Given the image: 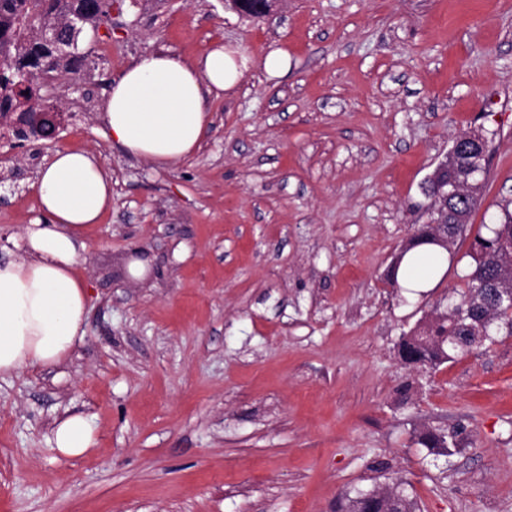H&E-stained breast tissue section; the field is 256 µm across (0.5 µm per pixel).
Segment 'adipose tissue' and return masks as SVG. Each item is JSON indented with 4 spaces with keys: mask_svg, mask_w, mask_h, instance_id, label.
Listing matches in <instances>:
<instances>
[{
    "mask_svg": "<svg viewBox=\"0 0 512 512\" xmlns=\"http://www.w3.org/2000/svg\"><path fill=\"white\" fill-rule=\"evenodd\" d=\"M223 42L187 60L149 53L113 84L103 104L108 136L126 153L159 166L173 165L199 146L208 126V102L234 88L248 68ZM37 196L45 221L25 229L26 256L0 265V378L67 358L85 335L87 293L75 266L86 249L84 230L112 204V176L90 152H56L41 171ZM435 246L405 256L398 282L427 288L443 271ZM57 452L79 456L95 444L81 415L58 422Z\"/></svg>",
    "mask_w": 512,
    "mask_h": 512,
    "instance_id": "1",
    "label": "adipose tissue"
}]
</instances>
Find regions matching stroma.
<instances>
[{"label": "stroma", "mask_w": 512, "mask_h": 512, "mask_svg": "<svg viewBox=\"0 0 512 512\" xmlns=\"http://www.w3.org/2000/svg\"><path fill=\"white\" fill-rule=\"evenodd\" d=\"M113 22L43 85L55 134L0 143V262L25 253L54 152L112 173L76 266L83 340L0 379V512H336L398 479L421 512H512V336L434 368L398 354L465 290L474 229L512 200V0H280L262 19L121 0ZM217 39L251 64L193 155L159 167L105 138L103 102L140 56ZM461 130L488 141L473 229L431 287L390 285ZM75 414L96 443L65 457L52 430ZM452 427L451 455L418 442Z\"/></svg>", "instance_id": "1"}]
</instances>
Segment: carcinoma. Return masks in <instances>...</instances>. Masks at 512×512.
<instances>
[{
	"label": "carcinoma",
	"instance_id": "1",
	"mask_svg": "<svg viewBox=\"0 0 512 512\" xmlns=\"http://www.w3.org/2000/svg\"><path fill=\"white\" fill-rule=\"evenodd\" d=\"M108 0H0V118L14 114L18 124L16 137L27 134L47 136L53 125L40 119L53 108L43 104L39 75L58 70L76 73L87 55L80 52L43 49L37 37L25 36V31H38L58 25L74 10L86 13L87 23H96V15L106 9ZM478 200L468 203L446 198L445 192L435 196L434 206L448 207L458 215L459 223L468 226ZM499 224L488 228V234L475 236L474 264L466 275L467 288L448 303V308L436 311L433 320L402 336L398 354L406 364L439 366L458 354L470 350L477 339L495 341L493 334L505 331L512 336V301L492 287L499 280L512 279V255L496 248L498 241L512 239V203L506 202ZM430 221L417 225L403 253L431 243L437 234H447L451 224ZM457 430L428 432L418 442L438 455L451 453L456 445ZM416 500L400 491L360 492L345 505V512H419Z\"/></svg>",
	"mask_w": 512,
	"mask_h": 512
}]
</instances>
